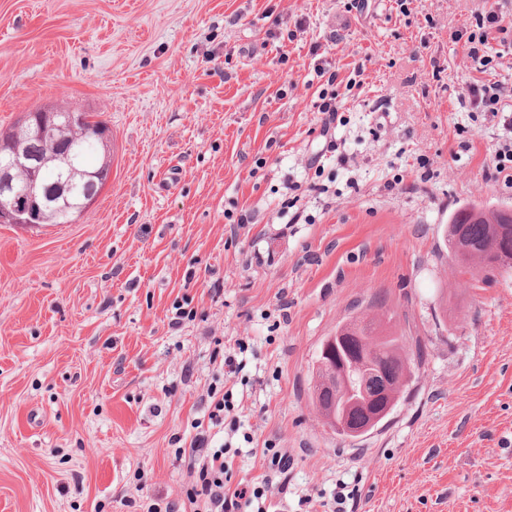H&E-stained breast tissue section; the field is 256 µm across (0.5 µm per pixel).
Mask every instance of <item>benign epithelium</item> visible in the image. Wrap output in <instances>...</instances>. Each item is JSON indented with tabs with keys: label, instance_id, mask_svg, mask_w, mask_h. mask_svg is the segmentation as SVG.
Instances as JSON below:
<instances>
[{
	"label": "benign epithelium",
	"instance_id": "obj_1",
	"mask_svg": "<svg viewBox=\"0 0 512 512\" xmlns=\"http://www.w3.org/2000/svg\"><path fill=\"white\" fill-rule=\"evenodd\" d=\"M27 119L36 121V135L51 132L52 117L40 108L28 112ZM4 162L0 166V223L33 224L49 203L42 190L39 174L46 158L31 151H11L0 143ZM24 172L31 180L17 192L14 175ZM321 372L313 381L315 394L348 390L352 399L338 414L329 413L326 420L333 429L346 436L361 435L377 426L392 410L403 389L404 381L372 362V349L367 344L354 346L351 329H341L325 344L318 363Z\"/></svg>",
	"mask_w": 512,
	"mask_h": 512
}]
</instances>
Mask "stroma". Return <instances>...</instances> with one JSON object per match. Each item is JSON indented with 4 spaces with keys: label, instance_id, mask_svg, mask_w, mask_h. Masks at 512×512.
Masks as SVG:
<instances>
[{
    "label": "stroma",
    "instance_id": "obj_1",
    "mask_svg": "<svg viewBox=\"0 0 512 512\" xmlns=\"http://www.w3.org/2000/svg\"><path fill=\"white\" fill-rule=\"evenodd\" d=\"M490 3L0 0V130L58 105L115 142L71 223H0V512L181 499L177 450L214 383L243 423L237 478L262 473L265 440L291 455L282 512H327L340 482L359 512H512V274L460 276L444 236L461 205L512 207L485 178L503 119L461 103L480 74L452 38ZM316 42L366 75L336 133L350 165L318 175ZM289 179L329 188L303 193L307 223L279 220ZM184 301L197 317L171 328ZM361 313L423 359L389 417L344 439L312 368ZM241 339L246 368L219 374L216 344Z\"/></svg>",
    "mask_w": 512,
    "mask_h": 512
}]
</instances>
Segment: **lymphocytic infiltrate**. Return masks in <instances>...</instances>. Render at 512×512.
<instances>
[{"label": "lymphocytic infiltrate", "instance_id": "lymphocytic-infiltrate-1", "mask_svg": "<svg viewBox=\"0 0 512 512\" xmlns=\"http://www.w3.org/2000/svg\"><path fill=\"white\" fill-rule=\"evenodd\" d=\"M512 32V12L492 8L475 19V27L464 41L467 56L477 71L487 72L492 62L494 35ZM318 75L326 76L327 86L317 94L315 107L320 114L319 136L323 152L338 151L336 130L343 125L340 113V93L335 77L327 76L325 67ZM476 112L498 113L512 108V87L498 80L484 79L472 83L465 96ZM203 435H196L179 456L192 478L181 500L167 503L165 512H278L279 500L288 493V472L291 459L286 449L275 443L261 448L263 472L254 480L236 481L233 459L238 451L229 440L219 447L204 449Z\"/></svg>", "mask_w": 512, "mask_h": 512}]
</instances>
